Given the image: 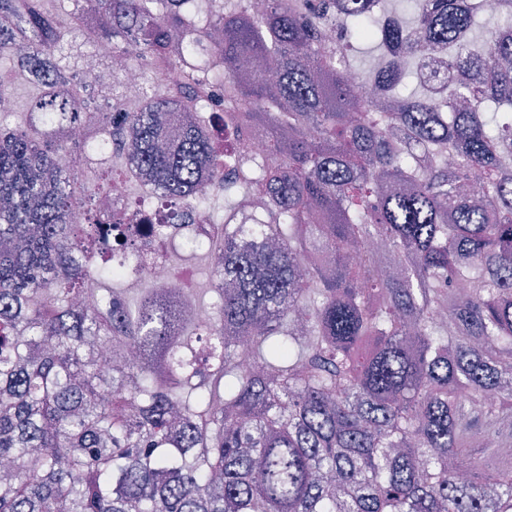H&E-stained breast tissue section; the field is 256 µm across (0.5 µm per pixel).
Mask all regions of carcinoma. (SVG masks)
Wrapping results in <instances>:
<instances>
[{
	"label": "carcinoma",
	"instance_id": "obj_1",
	"mask_svg": "<svg viewBox=\"0 0 512 512\" xmlns=\"http://www.w3.org/2000/svg\"><path fill=\"white\" fill-rule=\"evenodd\" d=\"M387 2L0 0V512H512V0L481 51L480 0ZM112 182L161 241L210 213L181 245L224 237L206 329L188 295L130 305ZM425 68L422 71L423 79L430 78H448L449 81L458 75V67L450 65L448 62V53L440 50L430 52L425 56Z\"/></svg>",
	"mask_w": 512,
	"mask_h": 512
}]
</instances>
